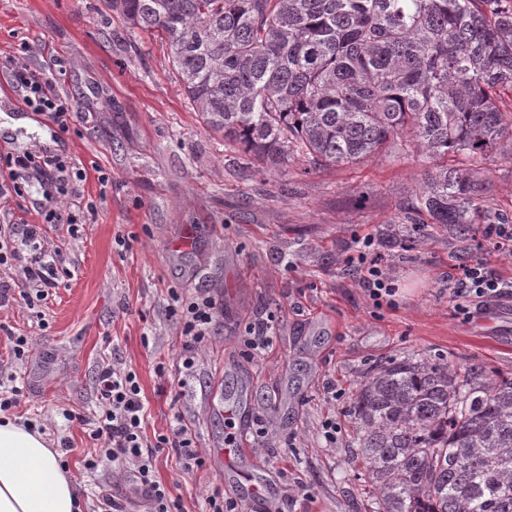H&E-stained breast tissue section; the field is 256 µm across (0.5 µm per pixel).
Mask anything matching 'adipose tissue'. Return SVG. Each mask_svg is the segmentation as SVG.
I'll list each match as a JSON object with an SVG mask.
<instances>
[{
    "label": "adipose tissue",
    "instance_id": "obj_1",
    "mask_svg": "<svg viewBox=\"0 0 512 512\" xmlns=\"http://www.w3.org/2000/svg\"><path fill=\"white\" fill-rule=\"evenodd\" d=\"M0 512H83L75 478L44 435L1 415Z\"/></svg>",
    "mask_w": 512,
    "mask_h": 512
}]
</instances>
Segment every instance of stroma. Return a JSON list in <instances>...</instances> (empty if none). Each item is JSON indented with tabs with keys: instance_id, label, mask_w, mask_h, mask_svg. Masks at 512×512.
<instances>
[{
	"instance_id": "35a3bbf8",
	"label": "stroma",
	"mask_w": 512,
	"mask_h": 512,
	"mask_svg": "<svg viewBox=\"0 0 512 512\" xmlns=\"http://www.w3.org/2000/svg\"><path fill=\"white\" fill-rule=\"evenodd\" d=\"M13 60L43 72L77 113L63 132L0 93V142L68 157L86 178L63 198L79 237L47 231L67 276L36 306L18 294L0 307V389H20L12 416L45 433L84 512H98L106 492L129 512L141 507L132 472L92 437L106 363L136 373L148 441L177 418L195 434L204 466L185 469L170 448L155 461L181 512H206L216 490L241 512H372L377 492L356 454L352 409L369 373L416 355L512 377V296L466 316L448 293L453 267L481 261L512 277V258L493 251L480 224L466 238L458 225L430 224L415 241L398 218L429 164L404 141L354 166L245 157L207 129L166 41L129 29L107 0H0V82L12 84ZM474 166L482 204L512 218V160L494 153ZM359 235L373 237L396 283L394 307H373L347 262ZM173 288L209 293L219 306L184 386ZM267 320L272 345L247 355L246 326ZM20 335L30 350L18 358ZM230 413L246 429L244 467L263 476L265 495L246 494L215 459Z\"/></svg>"
}]
</instances>
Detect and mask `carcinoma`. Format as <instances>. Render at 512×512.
Masks as SVG:
<instances>
[{"label": "carcinoma", "instance_id": "obj_1", "mask_svg": "<svg viewBox=\"0 0 512 512\" xmlns=\"http://www.w3.org/2000/svg\"><path fill=\"white\" fill-rule=\"evenodd\" d=\"M170 45L207 127L278 165H354L405 140L432 167L401 221L506 224L476 201L512 159V0H109ZM357 448L377 512H512V378L403 357L360 384Z\"/></svg>", "mask_w": 512, "mask_h": 512}]
</instances>
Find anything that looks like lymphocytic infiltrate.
<instances>
[{"mask_svg": "<svg viewBox=\"0 0 512 512\" xmlns=\"http://www.w3.org/2000/svg\"><path fill=\"white\" fill-rule=\"evenodd\" d=\"M13 82L26 106L46 115L60 128H67L74 113L72 103L53 94L45 81L27 67L15 68ZM75 175L70 161L62 156L0 153V199L22 194L30 179L40 180L48 188L41 217L48 224H65L67 234L74 237L80 231L79 224L74 219L64 218L54 199L65 194ZM372 245L371 237H364L352 262L361 273L362 288L378 307L395 295L396 287L379 256L373 254ZM17 262L22 265V286L34 291L36 301L47 299L58 285L60 252L43 243L39 225H26L20 232L11 225L0 229V269L10 270ZM448 288L457 310L463 314L469 313L471 307L485 305L507 293L506 281L480 262L461 265L458 275L450 278ZM172 299L180 308L183 354L182 376L178 383L183 386L194 366L196 350L215 325L218 307L215 300L202 294L185 297L176 293ZM98 393L99 411L95 417L94 435L106 441V456L117 465L132 469L137 490L149 503V512H172L170 491L154 475L155 450L165 446L175 449L185 468L203 466L204 460L194 435L186 425L180 424L170 435L159 436L157 442L151 443L144 438L142 424L146 407L133 371L114 365L103 366L98 376Z\"/></svg>", "mask_w": 512, "mask_h": 512, "instance_id": "lymphocytic-infiltrate-1", "label": "lymphocytic infiltrate"}]
</instances>
